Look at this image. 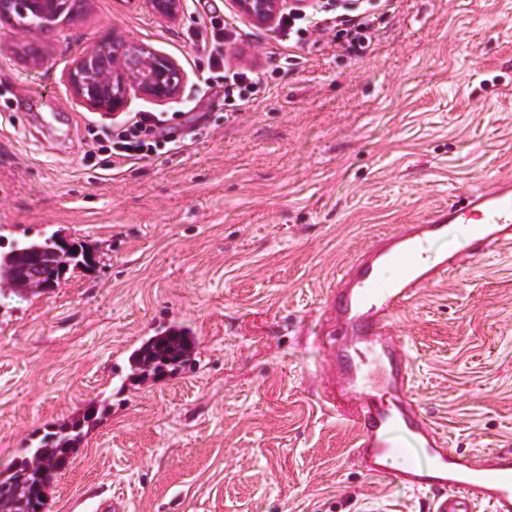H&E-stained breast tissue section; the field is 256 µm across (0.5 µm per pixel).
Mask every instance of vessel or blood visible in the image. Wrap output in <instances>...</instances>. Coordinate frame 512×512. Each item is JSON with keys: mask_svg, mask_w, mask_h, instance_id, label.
Instances as JSON below:
<instances>
[{"mask_svg": "<svg viewBox=\"0 0 512 512\" xmlns=\"http://www.w3.org/2000/svg\"><path fill=\"white\" fill-rule=\"evenodd\" d=\"M453 224L476 225L471 255L511 244L512 179L472 191L422 223L379 239L338 276L325 341L336 354L339 380L323 387L321 399L356 429L353 455L369 474L411 494H433L434 512H473L481 502L491 512H512V452L464 454L448 448L413 398L409 358L393 332L400 310L457 267V257L447 253L426 255L432 242L447 238ZM384 392L390 403L381 402ZM395 426L424 448L431 467L392 466V458L408 453L389 440Z\"/></svg>", "mask_w": 512, "mask_h": 512, "instance_id": "b4317fda", "label": "vessel or blood"}]
</instances>
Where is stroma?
Segmentation results:
<instances>
[{
  "label": "stroma",
  "instance_id": "35a3bbf8",
  "mask_svg": "<svg viewBox=\"0 0 512 512\" xmlns=\"http://www.w3.org/2000/svg\"><path fill=\"white\" fill-rule=\"evenodd\" d=\"M377 2L355 54L345 34L288 42L218 0L238 18L225 64L270 74L233 120L202 92L188 2L167 22L141 0H85L31 43L0 22V249L54 232L99 259L0 299V472L98 411L47 512L110 496L126 512H432L357 467L354 430L320 398L326 298L383 234L512 178V0ZM113 32L174 58L181 99L134 95L112 115L73 99L74 59ZM142 111L190 112L201 133L84 161L93 131ZM170 326L196 337L194 364L131 381L132 351ZM393 330L450 448L512 450V244L464 259Z\"/></svg>",
  "mask_w": 512,
  "mask_h": 512
}]
</instances>
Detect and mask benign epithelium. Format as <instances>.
<instances>
[{
    "label": "benign epithelium",
    "mask_w": 512,
    "mask_h": 512,
    "mask_svg": "<svg viewBox=\"0 0 512 512\" xmlns=\"http://www.w3.org/2000/svg\"><path fill=\"white\" fill-rule=\"evenodd\" d=\"M80 0H0V21L15 22V15L30 11L60 16ZM239 13L259 26L274 25L290 5L306 0H234ZM152 13L174 22L183 12V0H146ZM71 96L92 110L110 115L124 110L135 93L158 103L178 99L184 74L169 56L130 44L114 35L98 41L79 56L67 73Z\"/></svg>",
    "instance_id": "7a95c632"
}]
</instances>
